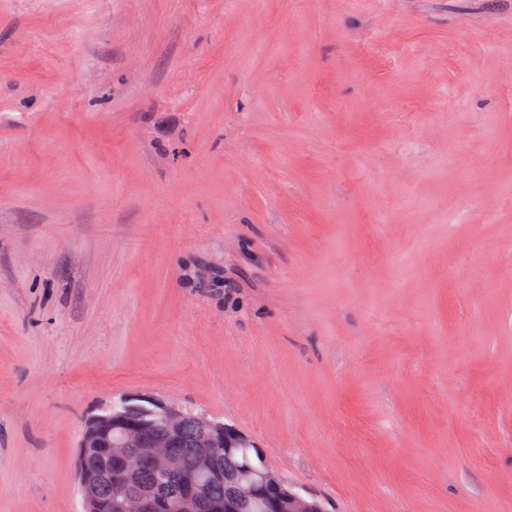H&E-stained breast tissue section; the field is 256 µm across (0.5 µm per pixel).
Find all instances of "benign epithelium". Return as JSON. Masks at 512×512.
Listing matches in <instances>:
<instances>
[{
  "mask_svg": "<svg viewBox=\"0 0 512 512\" xmlns=\"http://www.w3.org/2000/svg\"><path fill=\"white\" fill-rule=\"evenodd\" d=\"M196 425L194 471L180 483L175 512H238V505L261 500L265 512H324L319 501L295 491L270 468L244 467L229 474L214 448H252L239 429L205 413L192 414L154 398L121 397L85 423L78 445L77 480L84 512H163L171 508L166 480L185 444L187 423ZM101 448L112 459H136L139 470L113 472L87 463V451Z\"/></svg>",
  "mask_w": 512,
  "mask_h": 512,
  "instance_id": "benign-epithelium-1",
  "label": "benign epithelium"
}]
</instances>
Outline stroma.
<instances>
[{"label":"stroma","instance_id":"35a3bbf8","mask_svg":"<svg viewBox=\"0 0 512 512\" xmlns=\"http://www.w3.org/2000/svg\"><path fill=\"white\" fill-rule=\"evenodd\" d=\"M124 395L512 512V0H0V512Z\"/></svg>","mask_w":512,"mask_h":512}]
</instances>
